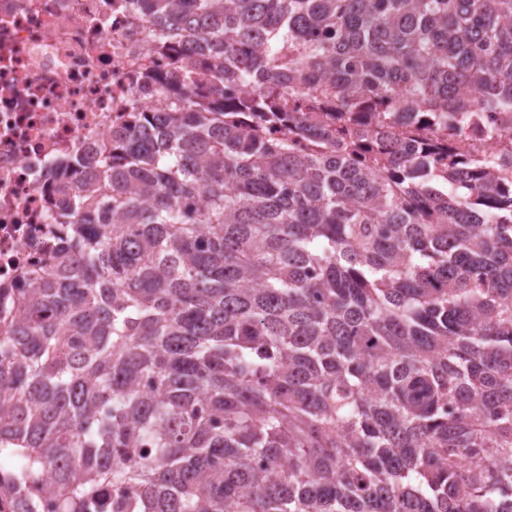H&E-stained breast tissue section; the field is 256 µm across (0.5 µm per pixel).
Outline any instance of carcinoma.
Wrapping results in <instances>:
<instances>
[{"label": "carcinoma", "instance_id": "obj_1", "mask_svg": "<svg viewBox=\"0 0 512 512\" xmlns=\"http://www.w3.org/2000/svg\"><path fill=\"white\" fill-rule=\"evenodd\" d=\"M137 2L174 107L49 175L0 512H512V186L452 147L512 0Z\"/></svg>", "mask_w": 512, "mask_h": 512}]
</instances>
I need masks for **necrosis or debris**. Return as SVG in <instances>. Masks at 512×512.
Instances as JSON below:
<instances>
[{
	"label": "necrosis or debris",
	"instance_id": "1",
	"mask_svg": "<svg viewBox=\"0 0 512 512\" xmlns=\"http://www.w3.org/2000/svg\"><path fill=\"white\" fill-rule=\"evenodd\" d=\"M161 37L131 0H0V312L18 316L12 290L49 255L50 205L60 158L104 154L136 112L165 108L145 73L167 71ZM512 113H488L461 145L498 154Z\"/></svg>",
	"mask_w": 512,
	"mask_h": 512
}]
</instances>
